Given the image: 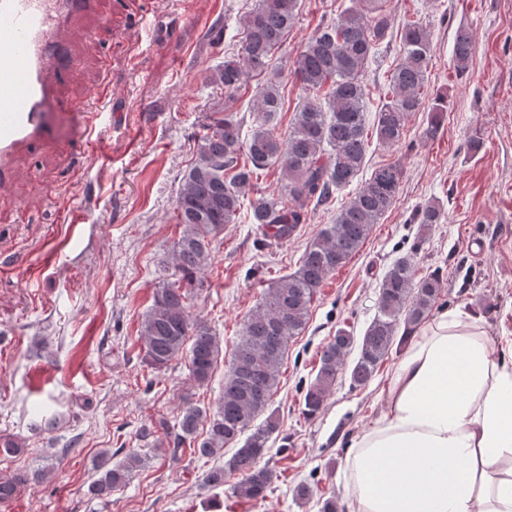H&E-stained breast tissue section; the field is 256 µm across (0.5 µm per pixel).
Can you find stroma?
I'll use <instances>...</instances> for the list:
<instances>
[{"label": "stroma", "instance_id": "1", "mask_svg": "<svg viewBox=\"0 0 512 512\" xmlns=\"http://www.w3.org/2000/svg\"><path fill=\"white\" fill-rule=\"evenodd\" d=\"M257 0H144L136 22L116 0H99L71 40L75 66L61 82L48 146L20 156L9 190L0 193V478L43 470L0 512H320L322 497L344 500V459L351 437L384 406L380 397L403 355L392 350L366 385L340 374L321 415L302 414L319 353L340 327L362 335L377 312L379 282L399 257L413 255L418 275L439 272L435 311L472 309L494 346L512 337V0H390L391 29L363 71L366 122L389 90L410 22L432 40L427 93L448 96L439 133L428 137V110L409 116L401 142L367 145L364 174L397 162L403 179L395 205L361 248L328 277L309 320L288 344L272 410L280 422L262 463L274 473L266 500L252 503L231 489L209 491L211 466L173 435L140 431L158 418L175 420L185 400L215 411L245 316L277 279L293 273L305 246L332 223L356 193L340 191L313 209L284 242L265 241L249 207L214 242V261L191 300L222 346L209 385H194L186 358L154 372L142 362L138 326L156 288L172 272L169 259L182 226L175 203L195 157V139L224 110V89L210 76L241 45L240 19ZM352 0H301L296 23L272 62L282 66L326 18ZM475 47L466 74L451 57L459 26ZM118 112L93 145L82 142L76 112ZM479 136L478 154L468 141ZM443 217L429 230L413 220L427 202ZM84 221H70L73 210ZM51 263L31 271L41 251ZM55 419L54 428L44 426ZM147 463L105 499L87 486L100 455L119 462L129 452ZM311 489L295 496L298 485Z\"/></svg>", "mask_w": 512, "mask_h": 512}]
</instances>
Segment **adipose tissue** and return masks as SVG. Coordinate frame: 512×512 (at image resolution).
<instances>
[{
    "mask_svg": "<svg viewBox=\"0 0 512 512\" xmlns=\"http://www.w3.org/2000/svg\"><path fill=\"white\" fill-rule=\"evenodd\" d=\"M346 457L347 512H512V360L481 315L434 316Z\"/></svg>",
    "mask_w": 512,
    "mask_h": 512,
    "instance_id": "adipose-tissue-1",
    "label": "adipose tissue"
}]
</instances>
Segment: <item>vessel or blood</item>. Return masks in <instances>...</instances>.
<instances>
[{"mask_svg":"<svg viewBox=\"0 0 512 512\" xmlns=\"http://www.w3.org/2000/svg\"><path fill=\"white\" fill-rule=\"evenodd\" d=\"M97 0H0V189L16 157L52 139L50 103L71 63L68 42Z\"/></svg>","mask_w":512,"mask_h":512,"instance_id":"1","label":"vessel or blood"}]
</instances>
